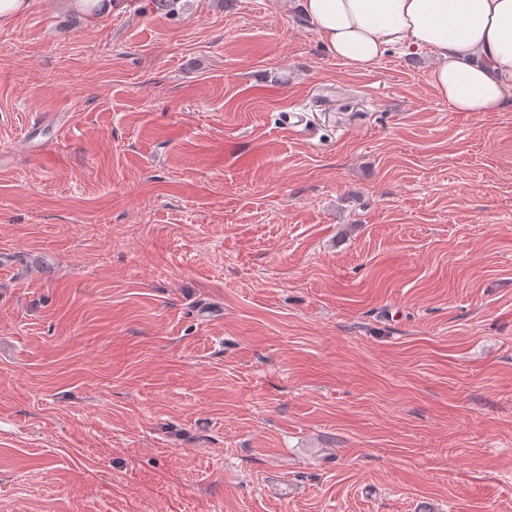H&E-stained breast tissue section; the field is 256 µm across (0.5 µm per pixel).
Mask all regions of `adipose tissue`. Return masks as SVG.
Instances as JSON below:
<instances>
[{
    "label": "adipose tissue",
    "mask_w": 512,
    "mask_h": 512,
    "mask_svg": "<svg viewBox=\"0 0 512 512\" xmlns=\"http://www.w3.org/2000/svg\"><path fill=\"white\" fill-rule=\"evenodd\" d=\"M329 53L355 70L422 50L457 112H512V0H299Z\"/></svg>",
    "instance_id": "1"
}]
</instances>
